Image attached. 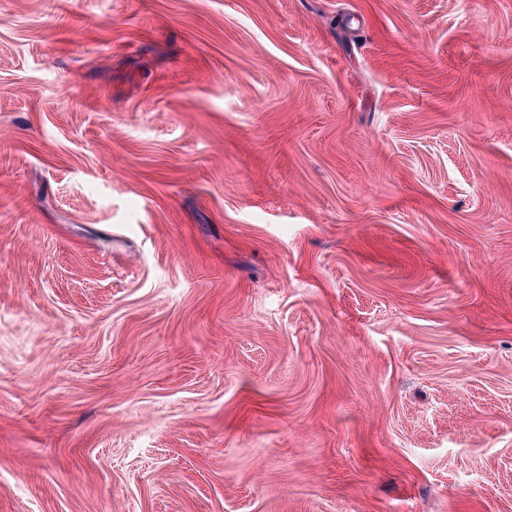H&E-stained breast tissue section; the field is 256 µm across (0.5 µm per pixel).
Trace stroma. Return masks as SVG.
<instances>
[{
  "instance_id": "35a3bbf8",
  "label": "stroma",
  "mask_w": 512,
  "mask_h": 512,
  "mask_svg": "<svg viewBox=\"0 0 512 512\" xmlns=\"http://www.w3.org/2000/svg\"><path fill=\"white\" fill-rule=\"evenodd\" d=\"M0 512H512V0H0Z\"/></svg>"
}]
</instances>
